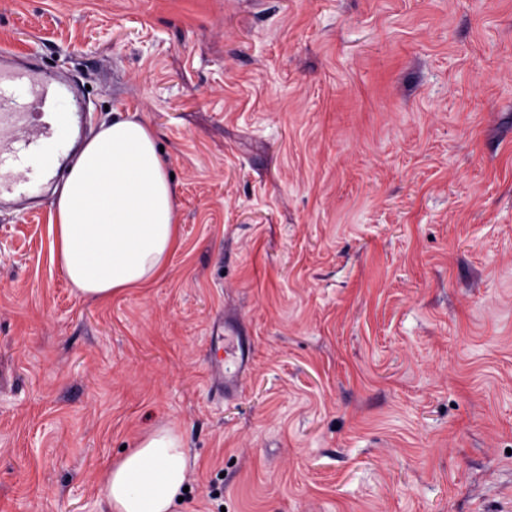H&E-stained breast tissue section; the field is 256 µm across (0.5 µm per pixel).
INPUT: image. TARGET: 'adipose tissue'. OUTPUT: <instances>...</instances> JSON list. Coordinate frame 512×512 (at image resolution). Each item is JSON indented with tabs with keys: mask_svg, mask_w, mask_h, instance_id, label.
Listing matches in <instances>:
<instances>
[{
	"mask_svg": "<svg viewBox=\"0 0 512 512\" xmlns=\"http://www.w3.org/2000/svg\"><path fill=\"white\" fill-rule=\"evenodd\" d=\"M176 187L141 121L102 124L70 167L51 217L52 260L80 296L112 298L163 274L178 244ZM190 460L175 427L124 451L101 477V512H173Z\"/></svg>",
	"mask_w": 512,
	"mask_h": 512,
	"instance_id": "adipose-tissue-1",
	"label": "adipose tissue"
}]
</instances>
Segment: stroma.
Instances as JSON below:
<instances>
[{
	"instance_id": "1",
	"label": "stroma",
	"mask_w": 512,
	"mask_h": 512,
	"mask_svg": "<svg viewBox=\"0 0 512 512\" xmlns=\"http://www.w3.org/2000/svg\"><path fill=\"white\" fill-rule=\"evenodd\" d=\"M2 48L155 130L179 239L84 299L0 211V512H99L166 424L177 512H512V0H0ZM236 327L224 317L216 318L209 326V344L224 349V357H215L206 367V378L212 387L234 395L241 389L242 374L249 368L251 352L249 336H226Z\"/></svg>"
}]
</instances>
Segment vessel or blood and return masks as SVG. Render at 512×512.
<instances>
[{"mask_svg": "<svg viewBox=\"0 0 512 512\" xmlns=\"http://www.w3.org/2000/svg\"><path fill=\"white\" fill-rule=\"evenodd\" d=\"M88 113L71 82L43 77L32 54L0 51V205L41 207ZM234 330L221 318L209 326V343L223 354L208 363L206 378L228 395L240 391L251 359L249 337Z\"/></svg>", "mask_w": 512, "mask_h": 512, "instance_id": "b4317fda", "label": "vessel or blood"}]
</instances>
